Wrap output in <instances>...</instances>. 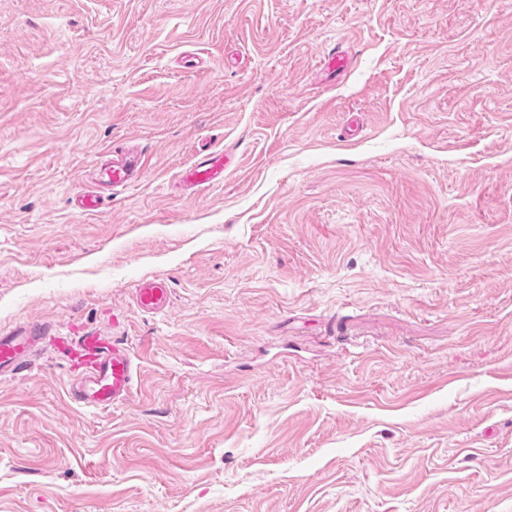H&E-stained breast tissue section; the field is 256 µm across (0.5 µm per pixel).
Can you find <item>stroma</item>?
Returning <instances> with one entry per match:
<instances>
[{
    "mask_svg": "<svg viewBox=\"0 0 512 512\" xmlns=\"http://www.w3.org/2000/svg\"><path fill=\"white\" fill-rule=\"evenodd\" d=\"M116 147L145 173L80 214ZM32 324L0 512H512V0H0V330ZM88 330L135 358L109 408L53 343ZM230 164V158L224 153H210L198 158L181 174V182L186 190L196 191L224 180V169ZM171 288L167 278L149 275L139 279L133 288L136 306L144 312L160 313L171 303Z\"/></svg>",
    "mask_w": 512,
    "mask_h": 512,
    "instance_id": "obj_1",
    "label": "stroma"
}]
</instances>
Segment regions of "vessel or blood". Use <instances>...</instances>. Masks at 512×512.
Masks as SVG:
<instances>
[{
	"label": "vessel or blood",
	"mask_w": 512,
	"mask_h": 512,
	"mask_svg": "<svg viewBox=\"0 0 512 512\" xmlns=\"http://www.w3.org/2000/svg\"><path fill=\"white\" fill-rule=\"evenodd\" d=\"M229 164L230 159L224 154L204 155L182 172L181 182L189 191L215 185L223 182L224 171ZM145 166V158L139 152L116 149L112 152L111 161L102 166L101 177L111 187H124L137 182ZM133 299L141 311L163 312L171 303L168 279L157 275L139 279L133 288ZM46 335V327L39 324L0 332V376L14 373ZM72 355L82 368L80 381L71 385L68 391L75 403L103 409L129 396L136 365L131 351L123 343L88 332L79 337Z\"/></svg>",
	"instance_id": "obj_1"
}]
</instances>
